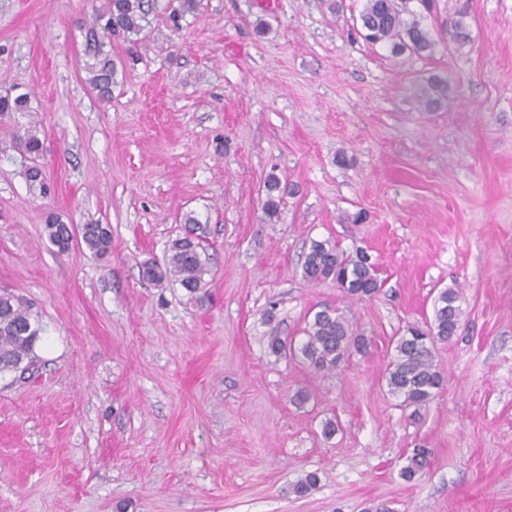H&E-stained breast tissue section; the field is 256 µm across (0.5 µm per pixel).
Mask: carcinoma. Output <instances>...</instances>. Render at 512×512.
Masks as SVG:
<instances>
[{"label":"carcinoma","mask_w":512,"mask_h":512,"mask_svg":"<svg viewBox=\"0 0 512 512\" xmlns=\"http://www.w3.org/2000/svg\"><path fill=\"white\" fill-rule=\"evenodd\" d=\"M433 0H365L359 13L360 28L356 33L372 45H380L391 55L404 53L421 56L432 52L435 42L430 31L422 25V13L431 10ZM154 0H107L97 11L85 33V70L88 83L102 100L112 97L118 65L111 51L106 49L112 39L140 42L150 24ZM447 85L438 78H430L424 89V105L437 108L442 105ZM29 98L25 94L0 93V114L27 112ZM17 149L31 163L24 168V178L31 190L45 195L50 187L38 163L44 149L37 126L31 125L18 136ZM263 209L273 219L280 212L285 188L276 175H270L264 185ZM188 230L173 240L163 261L148 259L141 263L142 280L160 284L164 281L180 285L190 296L202 298L211 275L212 258L209 250L207 225L197 216L184 217ZM45 231L49 241L61 254L69 252V225L55 217L46 219ZM80 242L93 254L103 256L111 250L112 232L107 224L82 225ZM302 277L309 283L332 278L351 299L362 300L377 294L384 285L374 264L368 257L356 260L344 257L328 241L314 240L305 256ZM457 289L441 290L434 301L433 317L427 329L409 327L394 340L395 346L384 369L388 392L401 400V405L418 412L434 399L442 388L444 376L435 363L433 348L437 341H449L456 336L463 317ZM265 333L267 348L281 358H299L310 369L319 373H333L342 361L355 352L367 349L368 340L359 329L331 306L316 311L304 329L305 340L296 344L280 336L274 316L268 315ZM43 328L36 314L13 293L0 294V375L25 372L34 366V349L41 340ZM431 452L415 448L406 456L401 474L415 477L428 465Z\"/></svg>","instance_id":"carcinoma-1"}]
</instances>
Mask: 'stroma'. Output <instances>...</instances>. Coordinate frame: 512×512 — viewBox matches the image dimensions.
I'll return each instance as SVG.
<instances>
[{
  "label": "stroma",
  "mask_w": 512,
  "mask_h": 512,
  "mask_svg": "<svg viewBox=\"0 0 512 512\" xmlns=\"http://www.w3.org/2000/svg\"><path fill=\"white\" fill-rule=\"evenodd\" d=\"M104 2L0 0V90L31 95L29 115H0V291L49 341L0 376V512H512V0H437L428 57L351 40L363 0H157L145 44H112L108 101L84 54ZM432 75L437 111L419 96ZM31 120L44 197L13 144ZM190 211L214 254L200 302L139 275ZM50 215L109 225L111 251L58 254ZM315 240L369 255L381 291L304 281ZM449 286L463 319L414 417L383 370ZM324 305L365 354L323 374L269 353L267 314L298 343ZM420 445L430 464L406 480ZM264 188L265 200L263 203V209L269 219H274L280 212L285 188L282 187L279 177L274 174L267 178Z\"/></svg>",
  "instance_id": "1"
}]
</instances>
